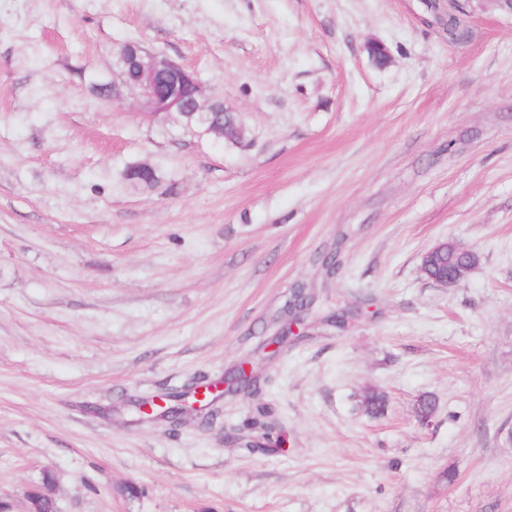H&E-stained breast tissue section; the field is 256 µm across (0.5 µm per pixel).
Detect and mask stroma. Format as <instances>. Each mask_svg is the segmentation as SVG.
Wrapping results in <instances>:
<instances>
[{"mask_svg": "<svg viewBox=\"0 0 512 512\" xmlns=\"http://www.w3.org/2000/svg\"><path fill=\"white\" fill-rule=\"evenodd\" d=\"M425 15L424 0H0L14 512L47 473L61 512H512V17L475 10L455 43ZM132 38L195 71L244 144L98 96ZM136 162L160 169L154 188L123 180ZM449 238L479 262L440 288L421 261ZM336 245L327 285L318 257ZM299 282L316 301L283 341ZM245 361L260 391L210 424L133 410ZM368 388L384 416L359 408Z\"/></svg>", "mask_w": 512, "mask_h": 512, "instance_id": "35a3bbf8", "label": "stroma"}]
</instances>
